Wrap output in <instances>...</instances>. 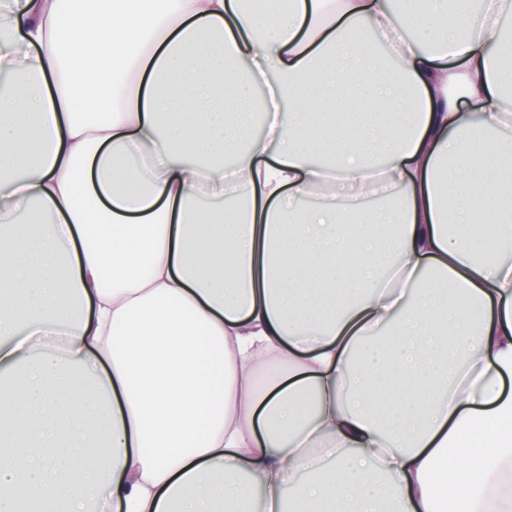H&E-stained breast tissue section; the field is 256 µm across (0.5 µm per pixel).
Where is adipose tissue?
I'll return each instance as SVG.
<instances>
[{"instance_id": "obj_1", "label": "adipose tissue", "mask_w": 512, "mask_h": 512, "mask_svg": "<svg viewBox=\"0 0 512 512\" xmlns=\"http://www.w3.org/2000/svg\"><path fill=\"white\" fill-rule=\"evenodd\" d=\"M511 17L1 6L0 512H512Z\"/></svg>"}]
</instances>
